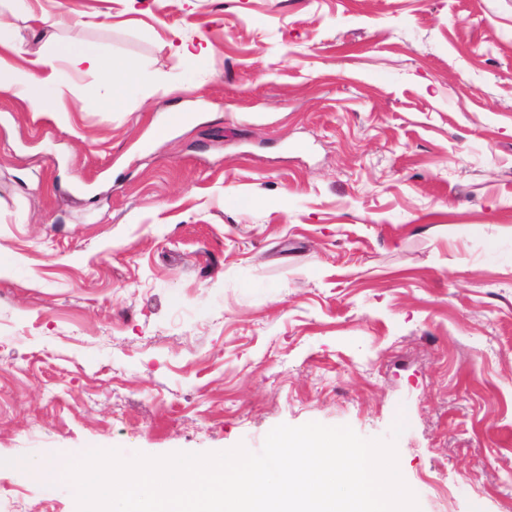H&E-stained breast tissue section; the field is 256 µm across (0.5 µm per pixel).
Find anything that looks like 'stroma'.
<instances>
[{
    "instance_id": "1",
    "label": "stroma",
    "mask_w": 512,
    "mask_h": 512,
    "mask_svg": "<svg viewBox=\"0 0 512 512\" xmlns=\"http://www.w3.org/2000/svg\"><path fill=\"white\" fill-rule=\"evenodd\" d=\"M10 9L15 66L76 36L169 92L0 98V512H77L28 462L308 422L395 439L420 512H512V0Z\"/></svg>"
}]
</instances>
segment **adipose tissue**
Wrapping results in <instances>:
<instances>
[{
    "label": "adipose tissue",
    "instance_id": "ef3b65f1",
    "mask_svg": "<svg viewBox=\"0 0 512 512\" xmlns=\"http://www.w3.org/2000/svg\"><path fill=\"white\" fill-rule=\"evenodd\" d=\"M21 51L20 44L0 41V97L19 98L34 112L54 113L59 109L51 72L60 59L96 75L102 84L111 86L116 98L146 81L135 63L106 58L98 47L77 38L59 44L50 54L37 58V67L33 70L17 68L5 61V54Z\"/></svg>",
    "mask_w": 512,
    "mask_h": 512
}]
</instances>
